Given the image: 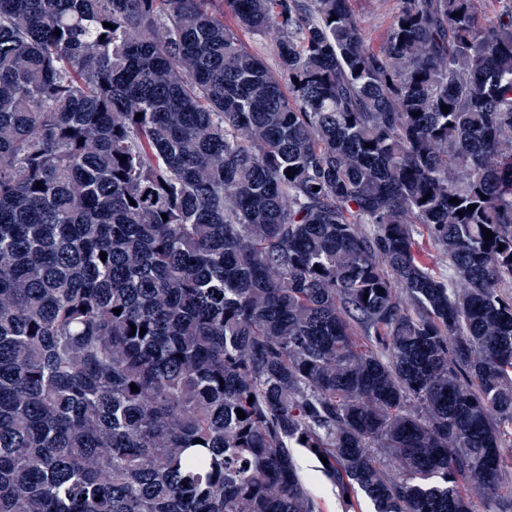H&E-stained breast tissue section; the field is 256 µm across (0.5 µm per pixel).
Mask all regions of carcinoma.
<instances>
[{"instance_id": "obj_1", "label": "carcinoma", "mask_w": 512, "mask_h": 512, "mask_svg": "<svg viewBox=\"0 0 512 512\" xmlns=\"http://www.w3.org/2000/svg\"><path fill=\"white\" fill-rule=\"evenodd\" d=\"M486 2L0 0V512H512ZM350 3L372 46H381L398 9V0H350ZM224 25H227L235 30L238 33L243 45L249 51L261 56L268 68H276L277 57L273 41L270 39V37L256 36L238 29L234 17L229 13H224ZM296 460L302 474L306 478L310 490L317 496L321 503L323 512H373L371 503L362 495H358V500L352 498V506H346L339 499L336 489L322 475L316 471L317 463L309 456L298 452Z\"/></svg>"}]
</instances>
